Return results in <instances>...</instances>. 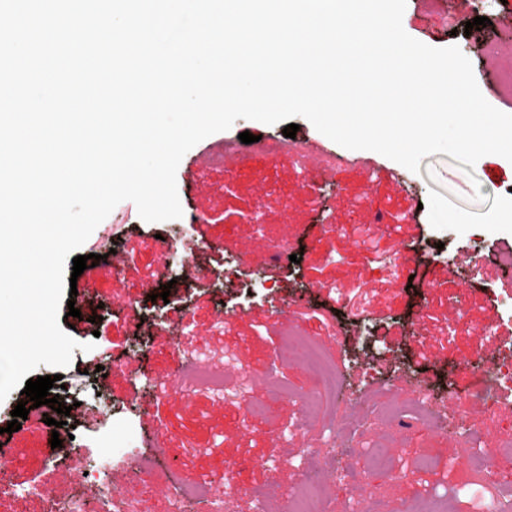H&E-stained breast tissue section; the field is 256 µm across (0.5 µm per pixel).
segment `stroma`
I'll use <instances>...</instances> for the list:
<instances>
[{"instance_id":"35a3bbf8","label":"stroma","mask_w":512,"mask_h":512,"mask_svg":"<svg viewBox=\"0 0 512 512\" xmlns=\"http://www.w3.org/2000/svg\"><path fill=\"white\" fill-rule=\"evenodd\" d=\"M477 16L489 26L450 27ZM402 25L458 46L484 98L512 114V0H406ZM297 123L295 144L333 154L335 174L287 149L211 163L239 133L283 137L240 118L181 159V218L149 223L124 201L96 227L80 252L101 273L77 278L81 317L58 320L78 347L51 389L78 393L83 413L55 433H13L10 482L29 496L0 497V512L90 497L105 512H173L180 498L200 512L240 459L234 512L309 493L318 512H493L482 472L512 452V409L485 363L512 355V268L496 259L512 248V162L437 153L414 173ZM179 238L193 244L183 268L164 269L151 245ZM110 247L131 250L127 267ZM213 371L223 395L187 389ZM455 420L473 442L448 430ZM166 445L182 449V472Z\"/></svg>"}]
</instances>
